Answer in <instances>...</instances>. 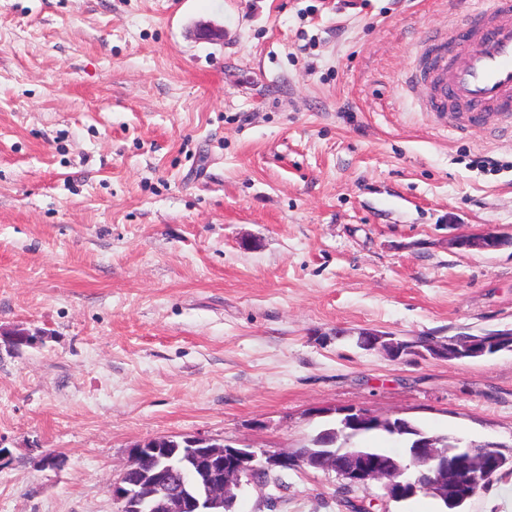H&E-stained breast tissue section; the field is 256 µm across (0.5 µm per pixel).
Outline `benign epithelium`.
Returning <instances> with one entry per match:
<instances>
[{"instance_id": "obj_1", "label": "benign epithelium", "mask_w": 512, "mask_h": 512, "mask_svg": "<svg viewBox=\"0 0 512 512\" xmlns=\"http://www.w3.org/2000/svg\"><path fill=\"white\" fill-rule=\"evenodd\" d=\"M512 247V233L487 228L472 235L448 236V248L464 252L491 253ZM489 343L475 339L446 338L426 341L417 347L400 341L390 344L386 354L395 361H405L417 354L442 359H470L484 355ZM339 422L342 431L367 427L389 426L399 431L391 418H380L361 409L341 410ZM193 448L192 454L201 471L207 474L204 497L193 495L188 486L172 481L173 468L169 464L157 463L153 467L151 493H142L141 485L128 480V475L140 470V466L157 452L141 443L132 449L128 463L120 477L110 485L112 499L117 502L144 503L152 499L153 512H210L215 505L230 509L235 503L232 487L253 482L256 474L281 470L314 469L334 472L346 486L363 488L374 482L381 483L382 499L386 502L398 497H414L420 493H434L443 499L459 496L471 497L483 477H492L497 469L500 446L485 443L479 448H442L439 441L427 438L410 449V455L421 469L410 475L407 469L395 460L382 463L379 458L355 448L342 453L334 448L317 451L284 453L263 449L259 452L249 447L218 446L208 440L183 437Z\"/></svg>"}]
</instances>
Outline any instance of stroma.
Returning a JSON list of instances; mask_svg holds the SVG:
<instances>
[{"instance_id":"obj_1","label":"stroma","mask_w":512,"mask_h":512,"mask_svg":"<svg viewBox=\"0 0 512 512\" xmlns=\"http://www.w3.org/2000/svg\"><path fill=\"white\" fill-rule=\"evenodd\" d=\"M481 4L0 0V512H119L136 443L292 452L334 408L512 448V352L356 345L512 327V248L446 244L512 228V139L402 92L416 41ZM284 480L235 512H347L335 473ZM381 494L347 496L440 512ZM512 247V233L487 228L472 235L448 236V248L464 252L491 253ZM359 341V345L365 349L366 351L372 350H382L385 352L390 358L395 361H405L409 357L414 356L416 353L417 356L427 357L432 356L435 358L442 359H470L476 358L484 355L489 346V342H482L480 340L475 339H464V338H448L443 340H433L422 342V340L429 339L426 337H418L417 341L422 342L423 346L417 347L413 346L409 342L400 341L396 343H391L389 350L386 351L383 345L381 344V340L371 336H381L373 333H363ZM369 336V337H367ZM446 342V343H441ZM496 351H489L487 355L495 354ZM410 355V356H408Z\"/></svg>"}]
</instances>
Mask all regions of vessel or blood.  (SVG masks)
I'll return each instance as SVG.
<instances>
[{
  "instance_id": "vessel-or-blood-1",
  "label": "vessel or blood",
  "mask_w": 512,
  "mask_h": 512,
  "mask_svg": "<svg viewBox=\"0 0 512 512\" xmlns=\"http://www.w3.org/2000/svg\"><path fill=\"white\" fill-rule=\"evenodd\" d=\"M405 85L448 131L512 134V0H488L446 31L426 32Z\"/></svg>"
}]
</instances>
